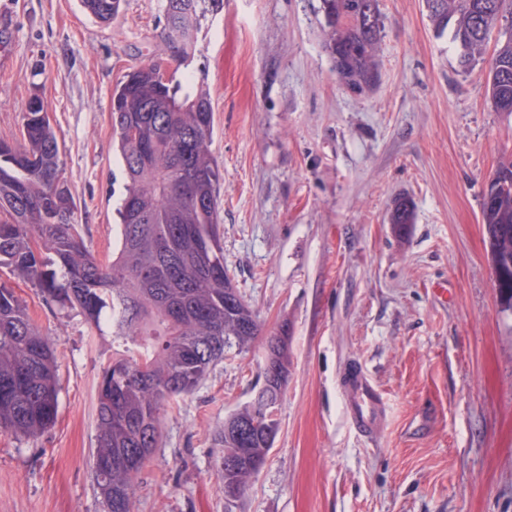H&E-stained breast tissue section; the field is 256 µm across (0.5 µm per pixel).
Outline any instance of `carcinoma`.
I'll list each match as a JSON object with an SVG mask.
<instances>
[{
	"mask_svg": "<svg viewBox=\"0 0 512 512\" xmlns=\"http://www.w3.org/2000/svg\"><path fill=\"white\" fill-rule=\"evenodd\" d=\"M436 32L448 33L463 71L484 59L490 31L509 23L488 61L493 107L512 112V0H424ZM107 22L122 0H82ZM222 0H163L169 59L186 63L195 34ZM332 28L329 49L339 81L362 92L378 85L375 47L383 27L378 0H323ZM112 139L124 174L116 208L112 263L88 249L76 228V205L63 177L58 136L42 98L23 113V144L0 138V267L38 288L92 327L112 326V363L97 404L95 480L106 512H132L137 479L161 438L166 408L193 393L224 352H243L261 335L255 311L224 267L218 197L223 173L211 151L209 90L179 95L153 64L132 68L112 89ZM501 185L484 193L496 288L512 309V162L495 171ZM389 221H414L412 202L394 201ZM259 396L282 398L288 383V327L267 341ZM254 403L224 419L219 441L224 488L244 495L253 463L266 459L279 423L252 424ZM57 364L50 339L32 324L25 303L0 284V432L24 437L57 415Z\"/></svg>",
	"mask_w": 512,
	"mask_h": 512,
	"instance_id": "cac0c4a2",
	"label": "carcinoma"
}]
</instances>
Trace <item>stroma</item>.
Instances as JSON below:
<instances>
[{
  "mask_svg": "<svg viewBox=\"0 0 512 512\" xmlns=\"http://www.w3.org/2000/svg\"><path fill=\"white\" fill-rule=\"evenodd\" d=\"M0 138L20 140L32 91L57 132L78 230L112 258L124 176L113 87L166 55L162 0L102 23L81 0H8ZM176 79L205 82L224 264L263 337L228 350L168 409L134 512H512V310L495 286L482 196L512 159L487 63L461 71L423 0H379L378 87L339 82L323 0H223ZM415 220L388 221L398 197ZM54 343L59 406L34 437L0 433V512H104L93 452L110 329L0 272ZM287 330L280 429L244 497L224 495L218 434L262 385L265 339ZM361 367L386 402L374 436L348 414Z\"/></svg>",
  "mask_w": 512,
  "mask_h": 512,
  "instance_id": "1",
  "label": "stroma"
}]
</instances>
